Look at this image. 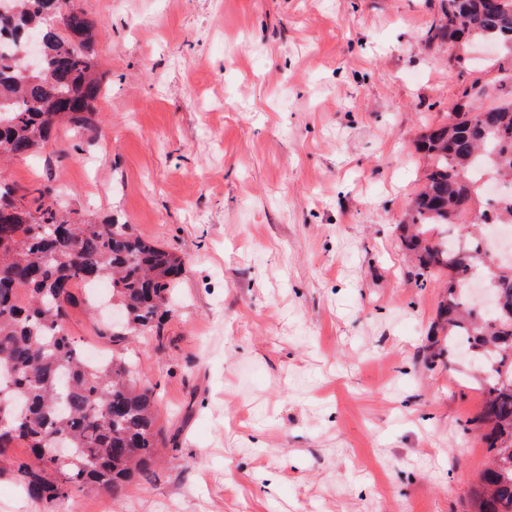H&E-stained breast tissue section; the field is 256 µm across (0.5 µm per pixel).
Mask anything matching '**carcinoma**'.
<instances>
[{
  "instance_id": "obj_1",
  "label": "carcinoma",
  "mask_w": 512,
  "mask_h": 512,
  "mask_svg": "<svg viewBox=\"0 0 512 512\" xmlns=\"http://www.w3.org/2000/svg\"><path fill=\"white\" fill-rule=\"evenodd\" d=\"M440 15L427 41L446 40L470 50L492 39L512 54V0H439ZM46 37V62L26 73L21 51L27 37ZM94 26L74 0H11L0 12V160L24 159L65 129L95 136L94 103L104 92L95 73ZM511 88L499 104L470 107L475 86L465 87L448 121L429 127L415 143L428 160L425 183L402 224L413 227L406 246L422 282L445 275L448 292L437 327L448 346L431 363L466 349L467 379L484 396L469 424L482 431L490 461L471 488L472 512H512V258L493 262L481 243L512 222V203L479 204L490 179L512 181ZM447 224L473 227L462 242L436 239ZM184 261L134 233L130 224L86 223L64 211L54 190L32 192L0 181V401L25 406L0 431V474L9 473L32 501L57 504L85 490L119 494L148 473L168 440L158 425L155 387L135 378L134 361L118 348L130 338L160 335L158 315L169 303L172 279ZM501 304L493 314L473 307L469 287L477 270ZM112 284L120 324L100 331L114 346L112 358L91 363L66 323L81 302L79 289ZM65 436L71 457H48L54 436ZM22 444L26 457L12 455Z\"/></svg>"
}]
</instances>
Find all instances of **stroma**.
Masks as SVG:
<instances>
[{
    "label": "stroma",
    "instance_id": "1",
    "mask_svg": "<svg viewBox=\"0 0 512 512\" xmlns=\"http://www.w3.org/2000/svg\"><path fill=\"white\" fill-rule=\"evenodd\" d=\"M107 88L98 137L0 164L186 269L163 335L132 344L174 446L116 497L52 507L0 477V512H470L483 405L429 367L443 283L401 220L426 125L463 83L499 103L491 49L459 74L425 43L438 0H76Z\"/></svg>",
    "mask_w": 512,
    "mask_h": 512
}]
</instances>
